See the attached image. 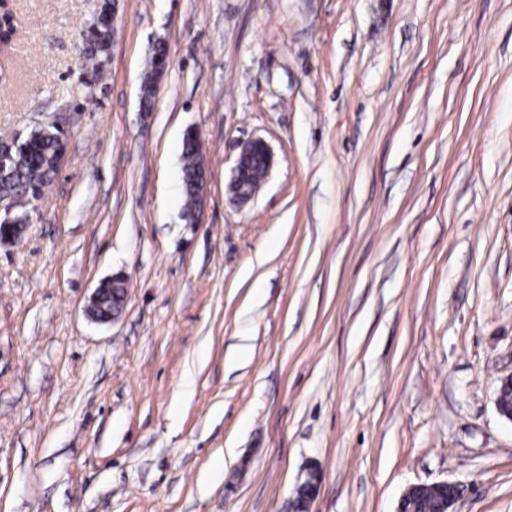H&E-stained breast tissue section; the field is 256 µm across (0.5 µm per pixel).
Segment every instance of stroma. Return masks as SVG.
<instances>
[{
    "mask_svg": "<svg viewBox=\"0 0 512 512\" xmlns=\"http://www.w3.org/2000/svg\"><path fill=\"white\" fill-rule=\"evenodd\" d=\"M114 2L95 78L102 0H5L0 136L53 123L67 149L0 244V512H291L310 465L309 512L440 480L512 512V0ZM253 138L273 167L241 209ZM111 12V9L107 3L102 4L100 12L97 16V23L93 36L82 45L83 57L88 61L91 66L98 69L102 65L103 59L109 54L112 45L106 52V47L112 42V27L107 24L104 17L106 13ZM164 49L165 47L163 45H159L158 47L154 48L150 61V70L145 73L141 83V103L148 111L152 108L153 98L155 95V82L157 77L156 58L158 54L163 53ZM151 110L149 112H151ZM183 168H182V184L183 192L185 196V209L188 213L196 209L200 205V199H202L201 206L192 214H187V220L190 224L199 223L201 209L205 200V187L208 181V171L205 163L202 162L200 143L196 136L189 135L184 139V150H183ZM202 162V163H201ZM201 163V171L199 181L197 185V192L195 191V181L197 177V171ZM255 156L260 157L262 169L256 185L253 186L247 162ZM272 165V152L264 140L255 138L244 143L227 185V191L232 199L240 206L252 201L268 179ZM125 278L113 275L106 288L96 287L89 297L87 311L98 322H107L118 314L125 302V293L121 289ZM321 485V472L317 466L310 465L303 472V478L295 489L293 508L295 512H308L311 501L316 497ZM298 492V495H297Z\"/></svg>",
    "mask_w": 512,
    "mask_h": 512,
    "instance_id": "1",
    "label": "stroma"
}]
</instances>
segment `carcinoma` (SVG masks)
I'll return each mask as SVG.
<instances>
[{
	"mask_svg": "<svg viewBox=\"0 0 512 512\" xmlns=\"http://www.w3.org/2000/svg\"><path fill=\"white\" fill-rule=\"evenodd\" d=\"M110 12L108 4L101 6L96 19L93 36L82 45L83 57L91 66L98 69L107 57L106 47L112 42V27L105 21ZM164 46L154 48L150 61V70L145 73L141 83V103L151 109L155 95L157 77L156 58L163 53ZM61 137L56 128H36L24 138H0V197L12 199L14 212L3 220L5 226L0 230L18 236L21 229L13 225L24 223L25 213L21 212L28 203L44 194L46 188L54 181L58 170L57 151ZM182 184L185 196V209L192 212L200 205L195 191L197 171L202 162L200 143L197 137L189 135L184 139ZM442 491L435 490L413 503L408 512H439Z\"/></svg>",
	"mask_w": 512,
	"mask_h": 512,
	"instance_id": "carcinoma-1",
	"label": "carcinoma"
}]
</instances>
